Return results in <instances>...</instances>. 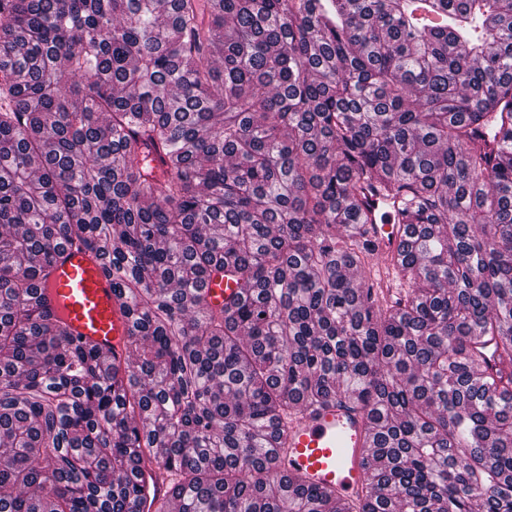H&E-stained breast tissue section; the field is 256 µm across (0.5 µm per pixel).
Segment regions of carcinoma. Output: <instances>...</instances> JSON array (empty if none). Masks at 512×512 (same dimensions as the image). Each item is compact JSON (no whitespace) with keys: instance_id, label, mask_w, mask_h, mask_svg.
<instances>
[{"instance_id":"obj_1","label":"carcinoma","mask_w":512,"mask_h":512,"mask_svg":"<svg viewBox=\"0 0 512 512\" xmlns=\"http://www.w3.org/2000/svg\"><path fill=\"white\" fill-rule=\"evenodd\" d=\"M64 243L121 362L36 299ZM338 400L353 500L271 456ZM154 469L176 512H512V0H0V512H148ZM379 196L374 193L368 194V205L372 212L380 211V221L374 220L375 224H366L368 228L367 241L371 251L369 275L377 277L382 286L386 300H390L398 288L394 286V275L389 259L396 253L401 239L402 224H388L385 218L388 213L383 212L379 206ZM242 288L236 282L228 280H211L205 287V297L210 305L220 306L225 303L227 299L234 295H240Z\"/></svg>"}]
</instances>
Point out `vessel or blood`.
I'll use <instances>...</instances> for the list:
<instances>
[{
  "instance_id": "1",
  "label": "vessel or blood",
  "mask_w": 512,
  "mask_h": 512,
  "mask_svg": "<svg viewBox=\"0 0 512 512\" xmlns=\"http://www.w3.org/2000/svg\"><path fill=\"white\" fill-rule=\"evenodd\" d=\"M401 234V225L384 220L368 227L369 274L388 297L396 291L389 259ZM240 292L239 285L228 279L211 280L205 287V297L214 306ZM37 297L45 309L68 324L73 335L99 345L114 359L125 358L131 323L94 253L70 245L61 248L53 267L38 282ZM367 434L365 413L349 403L304 410L289 421L285 434L273 444L276 467L308 484L355 498L365 490Z\"/></svg>"
}]
</instances>
